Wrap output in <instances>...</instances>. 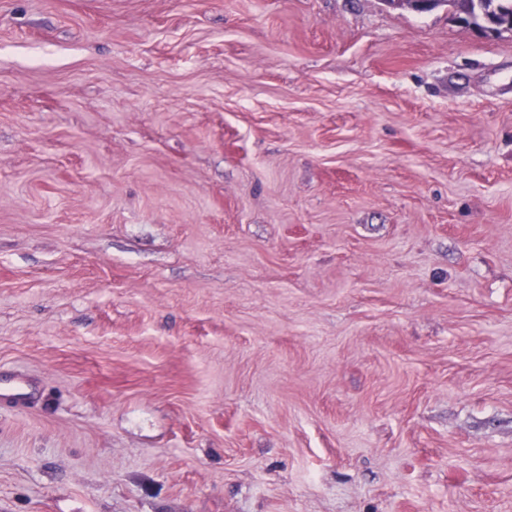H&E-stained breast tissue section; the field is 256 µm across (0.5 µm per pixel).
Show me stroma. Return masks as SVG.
Returning <instances> with one entry per match:
<instances>
[{"label": "stroma", "mask_w": 512, "mask_h": 512, "mask_svg": "<svg viewBox=\"0 0 512 512\" xmlns=\"http://www.w3.org/2000/svg\"><path fill=\"white\" fill-rule=\"evenodd\" d=\"M0 375V512H512V33L0 0Z\"/></svg>", "instance_id": "obj_1"}]
</instances>
